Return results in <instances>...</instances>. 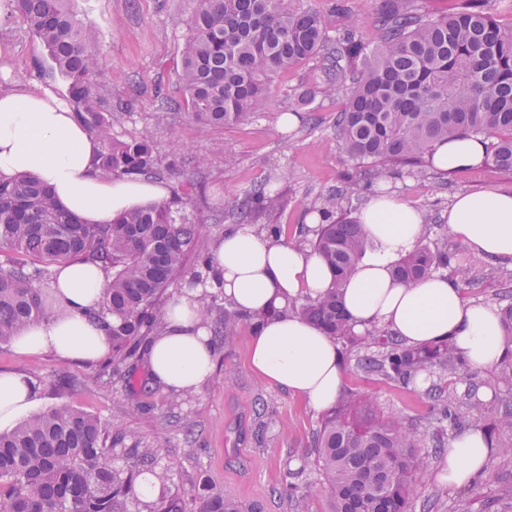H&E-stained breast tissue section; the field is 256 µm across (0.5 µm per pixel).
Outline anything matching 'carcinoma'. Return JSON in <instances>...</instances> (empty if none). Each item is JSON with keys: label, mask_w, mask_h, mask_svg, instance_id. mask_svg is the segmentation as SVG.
Segmentation results:
<instances>
[{"label": "carcinoma", "mask_w": 512, "mask_h": 512, "mask_svg": "<svg viewBox=\"0 0 512 512\" xmlns=\"http://www.w3.org/2000/svg\"><path fill=\"white\" fill-rule=\"evenodd\" d=\"M10 2L46 48L54 71L69 83L76 120L100 139L101 173L163 176L149 128L130 141L112 133L131 105L112 103L106 57L86 38L65 0ZM487 2L462 0L454 12L431 14L415 0H383L380 41L372 48L352 27L328 42L326 18L293 8L288 0H195L181 46L184 103L158 95L155 109L185 107L194 119L215 126L246 121L267 110L275 76L327 49L322 93L346 94L334 135L359 165V178L348 179L350 189L317 209L322 224L312 248L332 271L330 287L292 310L357 349V368L366 375L404 389L420 377L436 375L450 383L468 377L467 399L448 389L429 424L437 430L466 424L493 438L512 433V405L487 412L479 398L482 389L496 391L495 383L476 380L449 340L408 347L382 329L357 334L342 293L367 247L362 224L352 216L357 191L387 181L403 167L426 177V155L457 136L484 140L488 161L512 172V26H500ZM203 197V185L189 180L166 202L123 213L110 224H85L66 214L34 175L0 182V343L49 316L43 291L49 266L90 262L107 274L101 308L85 314L109 342L95 366L109 378L125 372L163 328L168 288L189 266L207 269L213 262V255L198 248L201 225L187 211ZM283 203V195L263 183L237 197L233 210L248 223ZM448 268L457 283L476 286L453 253L426 242L397 260L394 272L413 284ZM200 315L228 347L240 324L254 326L261 319L221 306L216 295L201 298ZM502 325L511 347L499 381L511 385L512 303L502 309ZM425 438L402 417L384 414L371 396L344 390L315 439V465L331 489L332 512H410V489L426 470L419 452ZM112 445V432L97 418L67 406L46 408L0 432V512H130L138 477L154 464L155 452L130 448L127 462L118 465ZM197 497L200 512H241L232 495L205 479Z\"/></svg>", "instance_id": "carcinoma-1"}]
</instances>
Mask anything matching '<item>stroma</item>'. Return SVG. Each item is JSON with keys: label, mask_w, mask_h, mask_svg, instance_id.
Wrapping results in <instances>:
<instances>
[{"label": "stroma", "mask_w": 512, "mask_h": 512, "mask_svg": "<svg viewBox=\"0 0 512 512\" xmlns=\"http://www.w3.org/2000/svg\"><path fill=\"white\" fill-rule=\"evenodd\" d=\"M293 5L326 15L330 35L354 24L366 41L377 43L376 18L381 0H292ZM194 0H71L90 41L108 62L106 82L113 98L131 99L133 112L115 124L122 140L153 132L155 151L168 168L165 185L176 190L190 178L205 185L206 202L196 206L201 220L200 245L213 251L226 231L237 226L230 201L260 183H270L284 196L283 210L254 220L255 230L280 225L284 240L313 234L305 223L312 207L343 186L355 166L334 136L337 112L344 96L325 97L322 57L282 74L270 86V105L252 120L224 127L192 119L188 112H158L155 91L182 100L178 74L186 21ZM51 89L67 98V82L52 73L44 46L32 36L21 17L9 16L0 0V87ZM312 88L315 96L298 109L297 125L282 133L278 119L289 111L296 91ZM233 154L234 165L224 163ZM209 164L198 168V156ZM420 212L444 216L456 195L470 191H512V172L491 164L465 168L448 175L419 180L403 174L387 183ZM427 241L455 253L458 262L472 265L477 287L464 289L465 300L503 307L512 288V264L473 254L450 236L447 226L427 225ZM248 327H241L232 350L216 338V360L211 378L187 397L154 388L143 361H136L128 378H102L96 368L51 353L23 355L13 344L0 345V372L15 371L33 377L39 386L34 411L66 405L97 417L121 440L156 446L158 460L151 468L155 492L139 498L131 512H156L161 502L173 500L182 512H198L197 480L233 494L244 512H293L291 500L279 488L295 483L306 495L308 512H331L330 494L314 467L312 448L323 417L305 400L259 377L248 362ZM344 384L371 395L384 413L403 415L417 426L427 423L428 383L411 389L392 387L377 377L363 378L353 359H345ZM425 476L410 493L412 512H512V463L491 455L486 476L473 485L451 489L436 474L441 453L427 448Z\"/></svg>", "instance_id": "stroma-1"}]
</instances>
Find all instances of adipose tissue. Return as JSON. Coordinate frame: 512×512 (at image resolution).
<instances>
[{
  "mask_svg": "<svg viewBox=\"0 0 512 512\" xmlns=\"http://www.w3.org/2000/svg\"><path fill=\"white\" fill-rule=\"evenodd\" d=\"M100 148L69 104L51 90L0 89V180L37 176L68 213L87 224H108L118 214L166 199L164 185L101 174L96 167ZM485 160L484 144L472 137L439 144L428 157L444 172L478 167ZM360 221L373 248L343 290L344 306L357 329L381 325L409 345L448 338L470 366L497 365L505 347L494 307L465 302L454 282L439 273L412 285L393 276V264L423 234L421 213L394 192L373 198ZM447 224L449 234L472 252L512 260V191L457 195L448 208ZM331 282L330 269L310 250L248 225L227 232L211 269L199 283L183 285L168 302L164 327L146 350L153 385L183 396L198 391L211 377L216 348L199 316L200 297L210 292L224 297L241 315L263 314L252 331L250 365L264 381L288 389L314 409L331 408L343 385L338 347L290 310L296 298L318 296ZM105 284V273L97 265H55L51 289L56 313L20 331L14 340L17 352H52L78 361L104 356L108 340L85 312L99 306ZM36 394L32 377L0 372V426L28 410ZM491 453L481 430L454 437L445 450L439 482L451 488L474 484L484 477Z\"/></svg>",
  "mask_w": 512,
  "mask_h": 512,
  "instance_id": "adipose-tissue-1",
  "label": "adipose tissue"
}]
</instances>
